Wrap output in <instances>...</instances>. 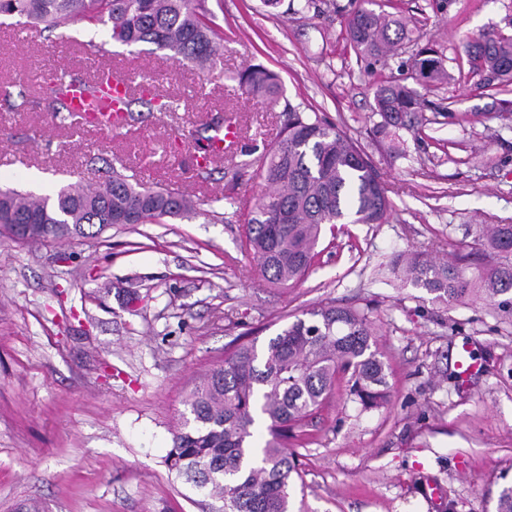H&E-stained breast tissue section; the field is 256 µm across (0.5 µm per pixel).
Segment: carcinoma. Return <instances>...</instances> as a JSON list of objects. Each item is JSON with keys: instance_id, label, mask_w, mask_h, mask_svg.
<instances>
[{"instance_id": "carcinoma-1", "label": "carcinoma", "mask_w": 512, "mask_h": 512, "mask_svg": "<svg viewBox=\"0 0 512 512\" xmlns=\"http://www.w3.org/2000/svg\"><path fill=\"white\" fill-rule=\"evenodd\" d=\"M208 0H0V16L61 30L73 38L81 24H101L112 41L126 46L150 43L198 70L209 71L220 57V35ZM346 17L353 48L373 63L386 64L407 45L413 79L422 87L451 79L432 41L411 39L412 21L370 8ZM473 71L484 81L512 85V34L473 38L466 48ZM251 96L276 105L282 96L277 76L250 65L233 76ZM76 77L52 75L37 89L54 115L68 111ZM379 138L395 142L399 131L423 121L424 98L407 84L388 81L374 91ZM134 97L121 96L112 74L88 81L82 112L93 124L116 130L134 120ZM277 140L255 159L264 185L254 207L241 212L243 249L273 287L303 280L319 255L327 224H382L391 208L388 190L363 153L335 124L316 112L285 103ZM196 210L188 196L161 187L134 186L112 171L96 186L68 185L55 195L0 190V235L17 240L13 224H37L40 237L83 233L86 224L159 223ZM478 245L493 254L490 264L469 274L460 263L420 255L396 261L413 286L441 302L479 296L512 312V224H496ZM372 319L352 307L324 305L296 318L260 348L241 345L214 366L188 395L183 427L166 458L170 469L199 489L219 496L211 512H292L293 475L298 473L288 439L349 375L350 392L367 408L388 401L385 364L374 349ZM263 420L264 445H254L253 428Z\"/></svg>"}]
</instances>
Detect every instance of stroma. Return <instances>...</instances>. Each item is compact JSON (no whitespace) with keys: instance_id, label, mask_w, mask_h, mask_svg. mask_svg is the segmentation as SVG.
<instances>
[{"instance_id":"35a3bbf8","label":"stroma","mask_w":512,"mask_h":512,"mask_svg":"<svg viewBox=\"0 0 512 512\" xmlns=\"http://www.w3.org/2000/svg\"><path fill=\"white\" fill-rule=\"evenodd\" d=\"M418 20L451 75L424 89L426 120L401 131L402 152L374 136V87L408 82L402 57L369 66L346 39L356 0H208L222 36L216 68L200 73L142 43L112 42L104 26L77 42L0 19V189L53 195L117 169L131 184L207 188L223 221L198 213L156 224L93 226L85 235L0 237V512L30 501L45 512H209L210 497L166 464L190 390L233 344H265L308 309L368 311L389 399L367 409L346 377L297 429L295 512H497L512 483V316L477 301L435 302L391 271L411 250L490 260L476 231L512 224V85L482 83L464 45L512 31V0H379ZM135 83L177 96L173 112L134 103L117 131L78 127L23 102L56 72L86 75L99 60ZM260 64L283 98L336 124L388 189L383 224L325 227L308 276L270 287L242 249L232 202L253 205L248 162L276 135L279 108L235 74ZM238 108L241 146L196 176L193 132ZM470 350L467 381L457 361ZM442 488L435 502L428 485Z\"/></svg>"}]
</instances>
